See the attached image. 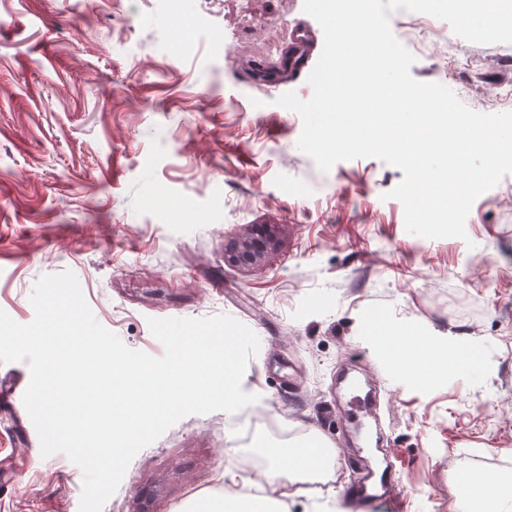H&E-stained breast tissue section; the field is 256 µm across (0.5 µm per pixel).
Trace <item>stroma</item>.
I'll list each match as a JSON object with an SVG mask.
<instances>
[{
	"instance_id": "stroma-1",
	"label": "stroma",
	"mask_w": 512,
	"mask_h": 512,
	"mask_svg": "<svg viewBox=\"0 0 512 512\" xmlns=\"http://www.w3.org/2000/svg\"><path fill=\"white\" fill-rule=\"evenodd\" d=\"M303 4L0 0V309L31 322L35 282L69 270L130 348L163 355L152 318L226 314L260 340L242 380L257 402L180 419L102 512H194L223 496L228 470L254 495L279 490V512H349L343 368L380 391L405 512H490L458 483L470 467L512 489V175L474 202L462 240L408 233L387 196L403 173L382 160L321 171L297 147L301 117L277 103L311 86L256 75L296 24L322 38ZM390 25L414 79L500 112L512 44L468 42L436 18L419 29L404 10ZM247 224L279 229L256 269L228 259ZM390 330L433 349L415 357ZM318 444L337 461L300 487L281 459ZM82 483L64 454L42 457L22 402L0 405V512H79Z\"/></svg>"
}]
</instances>
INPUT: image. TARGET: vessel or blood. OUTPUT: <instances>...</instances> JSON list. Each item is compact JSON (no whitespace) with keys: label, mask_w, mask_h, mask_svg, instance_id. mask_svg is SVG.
<instances>
[{"label":"vessel or blood","mask_w":512,"mask_h":512,"mask_svg":"<svg viewBox=\"0 0 512 512\" xmlns=\"http://www.w3.org/2000/svg\"><path fill=\"white\" fill-rule=\"evenodd\" d=\"M314 45L309 28L298 25L292 32L287 50L279 60L277 72L268 76L269 81L277 82L294 77H308L313 69ZM350 423H358L362 418L378 419V406L375 402L352 396L344 411ZM353 479L347 488L348 505L353 512H404L405 498L401 480L392 466H385L382 472H375L368 458L356 456ZM459 481L466 494L475 499L493 496L492 484L476 470L460 473Z\"/></svg>","instance_id":"1"}]
</instances>
